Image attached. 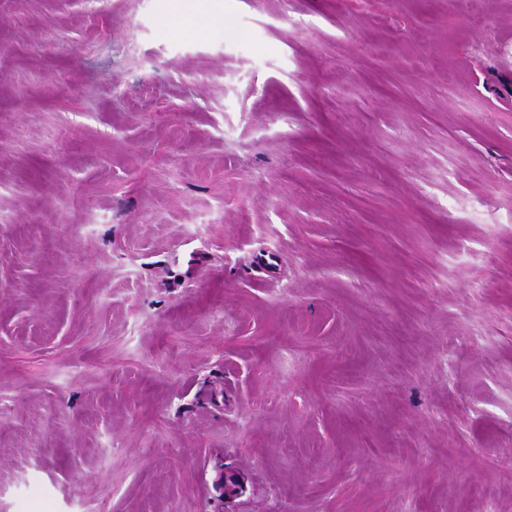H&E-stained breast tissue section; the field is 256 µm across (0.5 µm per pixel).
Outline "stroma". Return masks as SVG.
I'll list each match as a JSON object with an SVG mask.
<instances>
[{
    "mask_svg": "<svg viewBox=\"0 0 512 512\" xmlns=\"http://www.w3.org/2000/svg\"><path fill=\"white\" fill-rule=\"evenodd\" d=\"M222 2L0 0V512H512V0Z\"/></svg>",
    "mask_w": 512,
    "mask_h": 512,
    "instance_id": "35a3bbf8",
    "label": "stroma"
}]
</instances>
